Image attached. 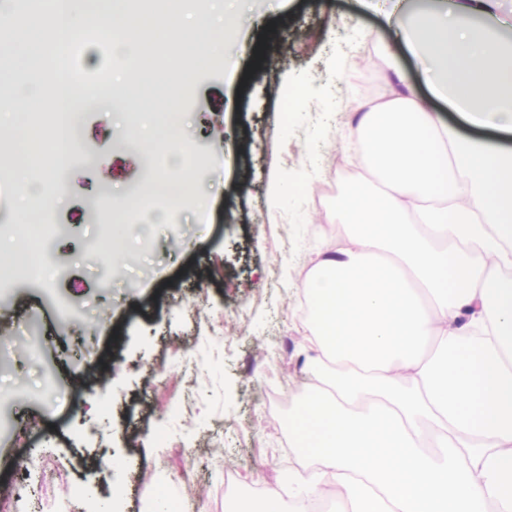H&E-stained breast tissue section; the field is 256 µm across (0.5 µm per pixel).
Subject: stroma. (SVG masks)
Returning a JSON list of instances; mask_svg holds the SVG:
<instances>
[{
	"mask_svg": "<svg viewBox=\"0 0 512 512\" xmlns=\"http://www.w3.org/2000/svg\"><path fill=\"white\" fill-rule=\"evenodd\" d=\"M212 54L181 99L189 140L172 164L164 101L171 50L143 60L144 86L119 104L76 114L66 167L33 166L39 197H20L13 158L19 130L39 129L53 149L46 110L55 90L54 29L29 0H0V227L17 243L47 241L59 270H23L0 251V327L34 320L40 340L0 341V494L14 512H155L158 499L189 512H224L227 494L256 485L286 493L297 449L288 418L313 380L302 356V282L319 249L342 246L334 200L313 208L315 187L346 188L355 112L396 83L426 92L422 65L363 0H248L237 43L200 33ZM390 45L395 65L380 55ZM191 184L166 223L113 260L126 199L149 171ZM52 208L54 224H27ZM109 214L108 224L94 218ZM102 238L94 254L86 243ZM73 315L57 325L59 311ZM185 350L170 356L172 346ZM182 452L168 455V442ZM47 452L33 466L34 449ZM244 468L233 492L224 462ZM199 495L183 501L181 473Z\"/></svg>",
	"mask_w": 512,
	"mask_h": 512,
	"instance_id": "stroma-1",
	"label": "stroma"
}]
</instances>
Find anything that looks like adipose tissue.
<instances>
[{
	"instance_id": "1",
	"label": "adipose tissue",
	"mask_w": 512,
	"mask_h": 512,
	"mask_svg": "<svg viewBox=\"0 0 512 512\" xmlns=\"http://www.w3.org/2000/svg\"><path fill=\"white\" fill-rule=\"evenodd\" d=\"M498 7L439 0L408 17L406 45L423 37L436 68L430 94L366 103L353 142L370 177L337 198L345 244L302 283L309 366L338 370L291 436L349 512H512V51ZM435 99L483 135L443 121Z\"/></svg>"
}]
</instances>
